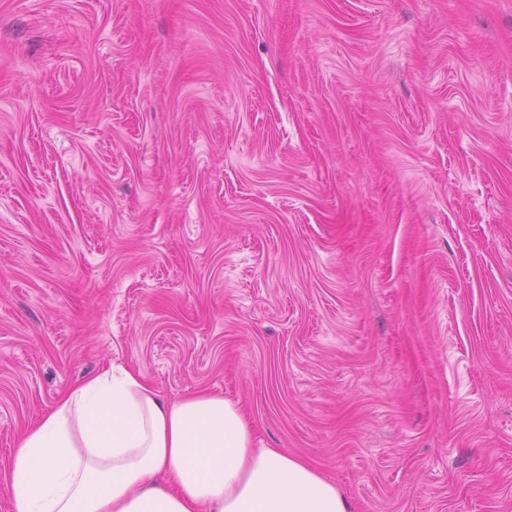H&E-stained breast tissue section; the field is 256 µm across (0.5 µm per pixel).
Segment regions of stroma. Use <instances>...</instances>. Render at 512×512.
I'll return each mask as SVG.
<instances>
[{"mask_svg":"<svg viewBox=\"0 0 512 512\" xmlns=\"http://www.w3.org/2000/svg\"><path fill=\"white\" fill-rule=\"evenodd\" d=\"M114 364L351 512H512V0H0V512Z\"/></svg>","mask_w":512,"mask_h":512,"instance_id":"1","label":"stroma"}]
</instances>
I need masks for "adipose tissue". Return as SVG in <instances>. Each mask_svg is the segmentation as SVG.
<instances>
[{
    "instance_id": "ef3b65f1",
    "label": "adipose tissue",
    "mask_w": 512,
    "mask_h": 512,
    "mask_svg": "<svg viewBox=\"0 0 512 512\" xmlns=\"http://www.w3.org/2000/svg\"><path fill=\"white\" fill-rule=\"evenodd\" d=\"M5 491L14 512H350L306 462L255 447L236 401L169 403L120 365L71 386L26 430Z\"/></svg>"
}]
</instances>
